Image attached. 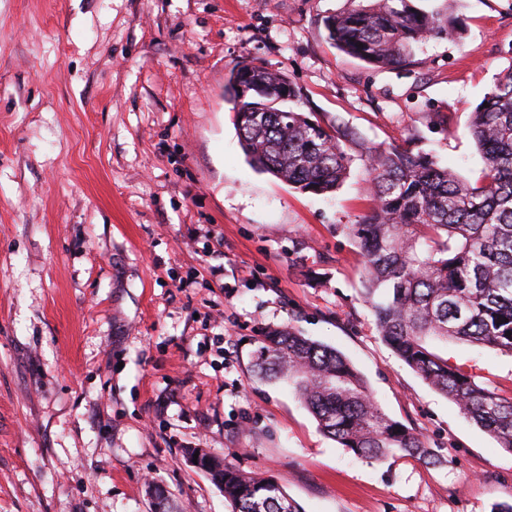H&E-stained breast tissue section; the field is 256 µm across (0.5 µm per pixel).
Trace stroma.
<instances>
[{
	"label": "stroma",
	"mask_w": 512,
	"mask_h": 512,
	"mask_svg": "<svg viewBox=\"0 0 512 512\" xmlns=\"http://www.w3.org/2000/svg\"><path fill=\"white\" fill-rule=\"evenodd\" d=\"M412 3L461 36L385 69L329 41L347 0H0V512H153L150 484L177 512H230L187 448L303 512L512 503V453L377 333L344 230L368 206L364 162L323 195L256 172L225 99L254 59L361 144L477 182L470 118L512 67V0ZM288 325L346 356L440 465L356 456L260 379L256 336ZM444 352L512 394L511 355Z\"/></svg>",
	"instance_id": "1"
}]
</instances>
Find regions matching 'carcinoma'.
Segmentation results:
<instances>
[{
	"mask_svg": "<svg viewBox=\"0 0 512 512\" xmlns=\"http://www.w3.org/2000/svg\"><path fill=\"white\" fill-rule=\"evenodd\" d=\"M348 2L324 19L328 39L373 68L404 66L422 39L457 35L441 15L418 11L410 0ZM225 93L253 168L316 195L346 178L354 134L336 120L286 108L300 94L286 75L245 66L231 72ZM471 133L484 161L476 186L402 145L361 148L370 204L346 228L363 258V294L382 342L512 452V396L480 385L431 347L453 339L512 355V67L471 113ZM255 367L291 382L321 430L355 455L378 460L401 452L436 462L419 434L382 411L343 354L298 329L270 328L258 337ZM196 453V468L231 512H301L277 482L203 449L185 450Z\"/></svg>",
	"mask_w": 512,
	"mask_h": 512,
	"instance_id": "1",
	"label": "carcinoma"
}]
</instances>
